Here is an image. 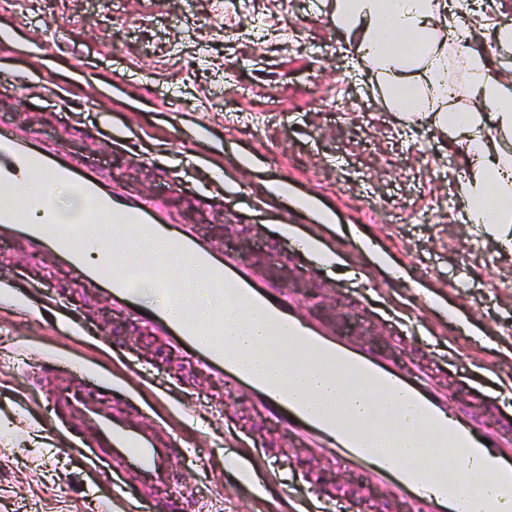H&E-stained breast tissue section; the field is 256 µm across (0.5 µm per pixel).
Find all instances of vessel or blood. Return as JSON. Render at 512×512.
I'll return each mask as SVG.
<instances>
[{
    "label": "vessel or blood",
    "instance_id": "obj_1",
    "mask_svg": "<svg viewBox=\"0 0 512 512\" xmlns=\"http://www.w3.org/2000/svg\"><path fill=\"white\" fill-rule=\"evenodd\" d=\"M35 177L76 193L108 224L111 236L150 225L156 238L174 244L203 277L223 279L225 290L208 295L215 310L213 320L201 328L180 316L178 305L184 296L169 271L155 287L156 303L143 305L136 275H109L107 258L90 261L83 250L49 233V225L62 220L51 205H43L35 214L21 205L1 203L0 243L20 239L32 254L51 255L73 272L81 288L107 296L114 311L141 324L204 373L223 380L225 392L249 389L261 410L286 426L289 435L316 448L330 465L365 468L387 498L410 500L414 512H500L501 501H512V407L500 395L482 393L479 412L460 407L447 392L434 387L433 373L416 361L400 365L374 345L297 312V299L288 289L266 280L239 256L217 252L191 226L178 223L159 199L128 194L92 160L67 155L53 139L0 120V182L21 184ZM241 309L285 329L293 356L311 355L341 364L378 392L397 396L432 429L434 442L462 449L466 460L481 461L495 477L494 493H467L444 478L427 481L407 462L395 461L376 445L374 435L384 423L383 416L362 423L338 419L335 411L313 406L292 385L256 371L247 355L224 344ZM71 404L83 427L118 463L116 469L103 471L105 481L116 485L124 473L133 472L150 484L170 482V460L178 453L172 441L157 430L134 425L124 410L106 411L77 397Z\"/></svg>",
    "mask_w": 512,
    "mask_h": 512
}]
</instances>
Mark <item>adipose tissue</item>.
Returning a JSON list of instances; mask_svg holds the SVG:
<instances>
[{
    "label": "adipose tissue",
    "instance_id": "1",
    "mask_svg": "<svg viewBox=\"0 0 512 512\" xmlns=\"http://www.w3.org/2000/svg\"><path fill=\"white\" fill-rule=\"evenodd\" d=\"M327 8L337 37L377 85L379 102L407 120L428 122L449 151L463 155L465 169L453 179L461 219L512 247V76L478 48L489 33L500 52L512 51V26L449 6L448 0H329ZM458 71L465 81H453ZM59 196L38 178L20 187L0 185V202L34 209ZM105 243L113 264L128 269L162 264L175 273L185 296L178 310L186 319L202 327L213 317L204 279L169 242L154 239L148 226ZM268 328L264 319L241 314L233 348L314 402L340 396L352 411H392L396 419L383 430L381 442L396 460L423 451L434 466L461 469L458 456L426 447L396 398L378 395L344 368L289 359L287 351L269 348Z\"/></svg>",
    "mask_w": 512,
    "mask_h": 512
}]
</instances>
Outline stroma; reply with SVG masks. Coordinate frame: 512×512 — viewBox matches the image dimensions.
<instances>
[{
    "label": "stroma",
    "mask_w": 512,
    "mask_h": 512,
    "mask_svg": "<svg viewBox=\"0 0 512 512\" xmlns=\"http://www.w3.org/2000/svg\"><path fill=\"white\" fill-rule=\"evenodd\" d=\"M0 36V74L28 78L17 95H0V119L158 195L179 223L297 295L301 312L398 361L445 365L448 392L499 384L512 369V252L460 219L450 178L461 157L433 126L375 103L319 0H0ZM271 182L317 198L333 222L284 218ZM289 224L344 248L321 265L288 254ZM2 272L11 279L0 288V512H112L121 495L137 512L174 496L189 512H295L308 493L300 469L363 512H413L362 472L298 445L249 392L225 395L77 289L51 256L0 245ZM27 275L70 289L69 316L23 293ZM413 312L418 326L396 343L393 320ZM50 358L100 375L103 387L54 373L37 382ZM52 390L107 407L118 394L139 425L169 426L187 450L174 480L146 486L130 473L114 490Z\"/></svg>",
    "instance_id": "obj_1"
}]
</instances>
